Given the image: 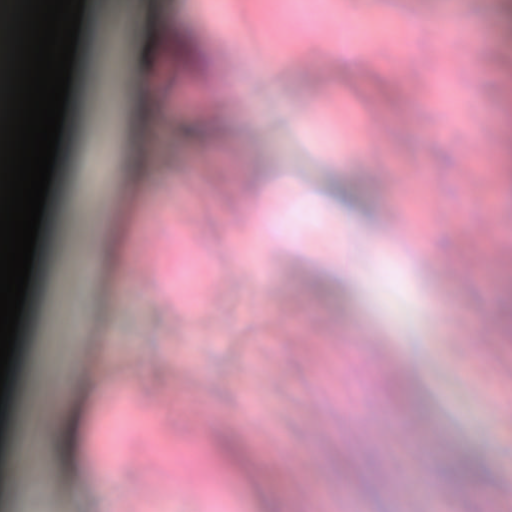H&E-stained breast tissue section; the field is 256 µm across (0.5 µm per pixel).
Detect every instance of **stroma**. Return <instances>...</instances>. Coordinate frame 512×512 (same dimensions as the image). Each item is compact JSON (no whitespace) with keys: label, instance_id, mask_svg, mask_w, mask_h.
<instances>
[{"label":"stroma","instance_id":"stroma-1","mask_svg":"<svg viewBox=\"0 0 512 512\" xmlns=\"http://www.w3.org/2000/svg\"><path fill=\"white\" fill-rule=\"evenodd\" d=\"M183 48L164 42L175 6ZM479 0H138L141 24L114 53L122 107L95 119L107 171L85 220L63 223L56 195L43 216L65 262L48 307L28 290L17 351L40 335L45 364L78 348L101 372L76 375L72 439L54 432L28 469L42 488L10 503L27 512H107L143 491L145 512H499L512 490V335L500 327L512 280V182L499 150L474 143L512 125L497 84L499 58H472L468 43L444 46L417 16L471 17ZM363 25L346 69L315 38L320 20ZM153 24L154 86L143 90L130 56ZM306 56L298 69L227 99L244 51ZM406 91L367 101L366 69ZM176 125L155 129L158 114ZM204 127L207 140L182 137ZM352 147L353 180L368 185L356 209H341L330 136ZM271 183L255 209L244 171ZM307 187L292 197L291 185ZM106 225H99V215ZM358 235L345 240L344 223ZM413 228L426 257L410 264L396 238ZM111 241L96 268L90 237ZM304 255L291 250L295 238ZM361 269L350 287L341 267ZM263 270L261 289L251 282ZM85 322L84 339L68 328ZM496 322L487 332L485 321ZM358 329L336 342L331 323ZM282 453L270 461L267 441ZM134 466L110 479L114 453ZM477 481L454 478L462 459ZM80 494H73V485ZM447 486L451 498L438 496Z\"/></svg>","mask_w":512,"mask_h":512}]
</instances>
